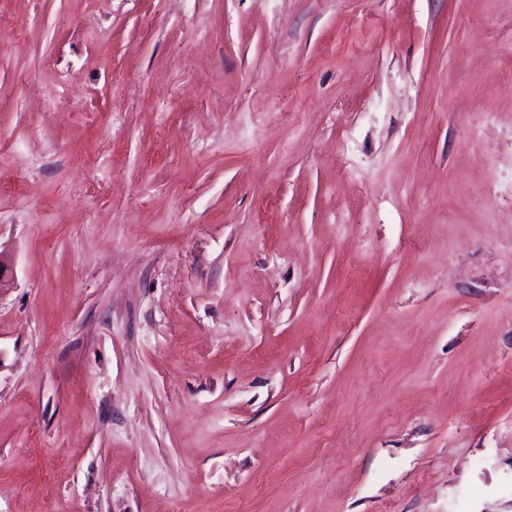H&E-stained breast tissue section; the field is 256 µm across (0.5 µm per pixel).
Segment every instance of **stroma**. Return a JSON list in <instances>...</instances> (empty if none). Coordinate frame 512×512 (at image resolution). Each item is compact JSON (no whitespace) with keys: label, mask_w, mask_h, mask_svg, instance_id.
<instances>
[{"label":"stroma","mask_w":512,"mask_h":512,"mask_svg":"<svg viewBox=\"0 0 512 512\" xmlns=\"http://www.w3.org/2000/svg\"><path fill=\"white\" fill-rule=\"evenodd\" d=\"M0 512H512V0H0Z\"/></svg>","instance_id":"obj_1"}]
</instances>
